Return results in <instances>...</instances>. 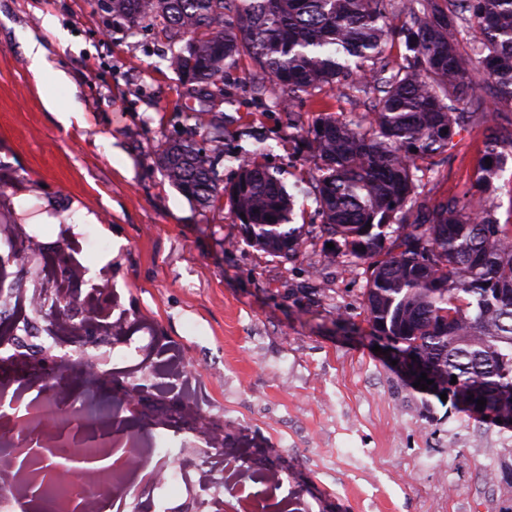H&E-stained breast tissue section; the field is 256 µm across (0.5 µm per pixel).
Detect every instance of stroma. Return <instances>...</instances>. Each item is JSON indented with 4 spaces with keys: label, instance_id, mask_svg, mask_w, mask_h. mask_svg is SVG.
<instances>
[{
    "label": "stroma",
    "instance_id": "1",
    "mask_svg": "<svg viewBox=\"0 0 512 512\" xmlns=\"http://www.w3.org/2000/svg\"><path fill=\"white\" fill-rule=\"evenodd\" d=\"M48 14L63 31L43 34L48 60L71 81L57 94L81 106L68 126L46 109L51 78L35 76L23 50ZM250 85L243 68L225 69L218 171L234 180L237 156L266 146L262 161L292 196L304 232L289 260L248 244L228 199L201 206L158 166L167 142L200 144L206 131L153 30L130 33L97 0H0V225L79 266L81 292L104 287L124 329L85 340L88 354L174 414L191 386L225 447L247 457L241 479L268 512H512V429L442 405L436 422L422 418L421 394L376 350L357 267L328 259L314 165L288 137L278 89L260 99ZM322 102L344 114L365 109L363 96L326 88L296 100L300 123ZM482 141L478 126L453 135L429 198L468 192L474 208L497 203L504 224L512 161L495 196L469 189ZM95 237L108 251L91 249ZM49 319L39 316L38 335L24 339L35 363L22 369V390H41L37 360L61 355L42 334ZM173 352L188 359L187 377L168 376ZM124 416L130 435L165 440L151 465L179 468L203 445L194 422L156 430L146 406ZM270 461L281 473L274 490L263 482Z\"/></svg>",
    "mask_w": 512,
    "mask_h": 512
}]
</instances>
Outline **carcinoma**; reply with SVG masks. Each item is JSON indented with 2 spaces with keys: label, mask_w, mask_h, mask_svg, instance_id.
I'll use <instances>...</instances> for the list:
<instances>
[{
  "label": "carcinoma",
  "mask_w": 512,
  "mask_h": 512,
  "mask_svg": "<svg viewBox=\"0 0 512 512\" xmlns=\"http://www.w3.org/2000/svg\"><path fill=\"white\" fill-rule=\"evenodd\" d=\"M133 32L146 26L167 41L184 77V96H224V67L248 59L253 90L281 89L276 105L345 81L377 93L369 121L318 110L296 127L315 161V196L327 234L365 265V305L375 334L424 394L447 395L460 412L490 426L512 421V224L468 193L430 205L422 177L434 170L455 128L484 119L485 104L512 106V0H107ZM479 34L460 48L459 23ZM404 63L382 61L388 39ZM472 188L489 193L512 158V119L490 128ZM220 156L189 140L158 155L164 176L202 206L228 196L245 239L290 259L302 229L280 180L249 154L220 186ZM491 163H485L486 159ZM457 382L451 383L452 376ZM486 400L477 409L478 399Z\"/></svg>",
  "instance_id": "obj_1"
}]
</instances>
